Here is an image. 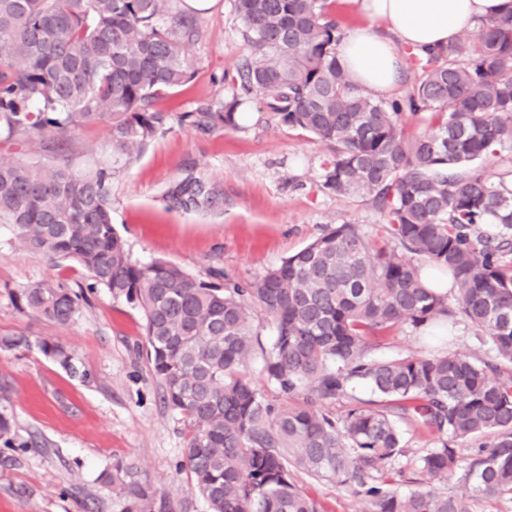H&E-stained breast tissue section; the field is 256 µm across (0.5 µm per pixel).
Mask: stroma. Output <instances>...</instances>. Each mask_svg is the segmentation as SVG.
Wrapping results in <instances>:
<instances>
[{
	"mask_svg": "<svg viewBox=\"0 0 512 512\" xmlns=\"http://www.w3.org/2000/svg\"><path fill=\"white\" fill-rule=\"evenodd\" d=\"M204 36L191 47L199 65L191 81L160 100L180 113L199 102L230 96L248 47L237 31L232 0H210ZM324 143L270 120L259 94L246 101L240 127L201 135L172 123L112 180V223L133 259H163L207 278L220 269L255 279L320 236L327 226L358 225L381 235L383 218L365 199L337 197L319 187ZM204 177L218 193L208 211L172 210L165 195L188 175ZM35 280L70 288L87 284L77 265L50 262L23 250L0 224V333H24L31 348L0 350V414L12 424V444L0 440V512H122L107 475L114 460L135 463L140 475L173 512H207L178 467L183 424L161 401L145 350L143 317L114 302L104 289L87 293L77 319L61 326L28 316L9 299ZM61 345L73 358L68 371L44 356L40 339ZM453 350L493 359L466 322L431 328L398 327L379 337L374 357L429 356ZM406 453L391 469L399 492L427 487L455 492L452 480L417 474L415 462L437 441L399 420ZM321 512H364L360 497L330 482L296 475Z\"/></svg>",
	"mask_w": 512,
	"mask_h": 512,
	"instance_id": "obj_1",
	"label": "stroma"
}]
</instances>
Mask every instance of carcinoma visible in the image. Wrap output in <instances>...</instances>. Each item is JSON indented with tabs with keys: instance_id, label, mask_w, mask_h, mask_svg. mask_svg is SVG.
I'll list each match as a JSON object with an SVG mask.
<instances>
[{
	"instance_id": "1",
	"label": "carcinoma",
	"mask_w": 512,
	"mask_h": 512,
	"mask_svg": "<svg viewBox=\"0 0 512 512\" xmlns=\"http://www.w3.org/2000/svg\"><path fill=\"white\" fill-rule=\"evenodd\" d=\"M249 56L237 89L174 115L156 106L196 73L188 48L201 41L197 11L183 0H0V223L27 251L71 260L115 302L139 309L146 354L164 404L187 430L180 468L208 512H320L294 472L364 489L366 512H476L483 499L512 502V171L483 160L512 146V15L418 57L422 78L399 99L358 85L342 67L335 0H232ZM259 91L279 126L329 146L320 188L359 196L385 220L372 240L343 223L243 282L217 284L163 260H132L112 225V163L133 161L178 120L202 134L239 128L244 97ZM431 131L409 136L405 114ZM108 128L109 160L79 170L75 135ZM32 136L42 156L28 160ZM169 206L210 210L216 193L190 176ZM485 224L499 228L490 235ZM448 272L453 299L429 286L421 262ZM80 296L39 280L12 292L21 312L58 325L80 313ZM274 339L261 348L265 401L247 374L259 345L256 315ZM462 319L488 337L495 361L459 352L368 356L369 340L396 327ZM30 347L22 333L0 349ZM39 350L72 372L55 342ZM366 385L335 419L326 404ZM413 420L439 446L421 473L454 478L458 492L401 494L389 469L404 453L396 419ZM485 435L462 462L452 444ZM122 512H168L137 466L112 464Z\"/></svg>"
}]
</instances>
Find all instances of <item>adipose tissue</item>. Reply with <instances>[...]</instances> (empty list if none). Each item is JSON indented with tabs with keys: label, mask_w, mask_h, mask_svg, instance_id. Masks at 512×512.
I'll return each mask as SVG.
<instances>
[{
	"label": "adipose tissue",
	"mask_w": 512,
	"mask_h": 512,
	"mask_svg": "<svg viewBox=\"0 0 512 512\" xmlns=\"http://www.w3.org/2000/svg\"><path fill=\"white\" fill-rule=\"evenodd\" d=\"M367 22L355 26L336 52L353 79L384 92L396 83L402 49L423 51L448 44L482 21L512 13V0H355ZM387 23L392 37L376 33L372 22Z\"/></svg>",
	"instance_id": "ef3b65f1"
}]
</instances>
